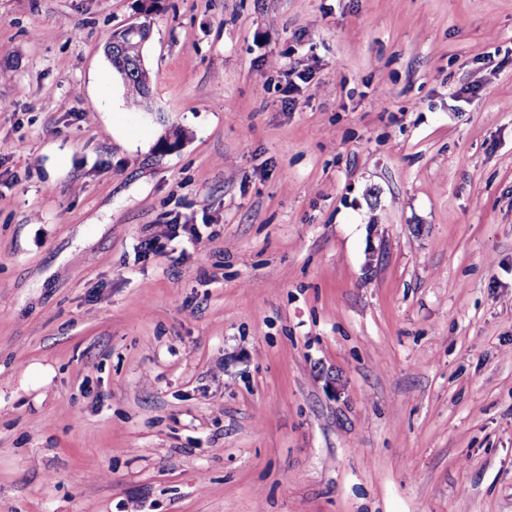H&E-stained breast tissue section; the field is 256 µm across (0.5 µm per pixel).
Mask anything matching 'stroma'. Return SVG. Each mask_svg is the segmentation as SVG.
I'll return each instance as SVG.
<instances>
[{"label":"stroma","instance_id":"obj_1","mask_svg":"<svg viewBox=\"0 0 512 512\" xmlns=\"http://www.w3.org/2000/svg\"><path fill=\"white\" fill-rule=\"evenodd\" d=\"M142 5L0 0V512H512V0ZM125 50L128 52L124 56V59L136 60V56L139 55L137 63L140 65L139 58L143 61V57L140 55L141 48L136 47L135 44H130ZM138 65L136 63L132 64L129 68L130 70L126 80H123L120 75L116 73L124 85L126 101L131 109H139L144 106V97L150 92V84L152 81V74L149 69L146 67L140 68Z\"/></svg>","mask_w":512,"mask_h":512}]
</instances>
